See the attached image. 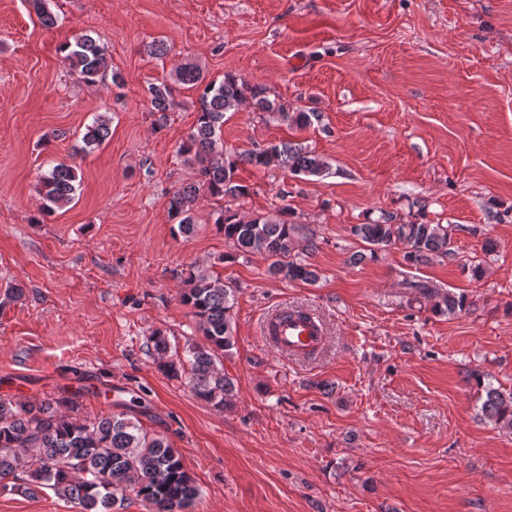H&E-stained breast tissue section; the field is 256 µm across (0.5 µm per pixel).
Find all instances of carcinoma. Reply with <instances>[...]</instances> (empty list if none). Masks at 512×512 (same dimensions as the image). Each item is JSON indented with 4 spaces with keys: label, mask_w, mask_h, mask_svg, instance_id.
<instances>
[{
    "label": "carcinoma",
    "mask_w": 512,
    "mask_h": 512,
    "mask_svg": "<svg viewBox=\"0 0 512 512\" xmlns=\"http://www.w3.org/2000/svg\"><path fill=\"white\" fill-rule=\"evenodd\" d=\"M35 13L46 29L57 26L58 18L46 7V0H31ZM70 70L87 83H95L108 68L104 49L89 33H80L59 46ZM172 79L199 89L196 124L179 147L181 154L197 167V180L175 189L168 201L169 217L177 224L176 233L185 237L195 231L193 211L203 198L223 202L215 223L231 244V258L258 254L267 261L269 277L313 285L319 279L317 268L297 253L316 249L314 232L304 224L288 221V207L279 216H246L230 207L250 193L249 186L236 178L238 167L275 166L294 176H319L328 169L327 161L297 144L283 141L244 153L224 149V114L249 101L262 112H281L283 119L307 125L311 115H289L281 104L271 101L265 89L251 86L232 74L220 82L206 79L195 65L175 68ZM151 111L156 125L164 127L171 110V87L161 82L148 87ZM111 136L109 120L98 115L83 136L81 150L102 145ZM80 185L78 169L58 162L40 178V195L45 211L69 204ZM352 233L364 246L349 256L353 264L375 259L391 248H400L407 266L417 267L436 258L454 254L449 226L426 222L400 223L391 214L369 224H356ZM238 288L223 278L192 272L179 292L182 304L195 318L202 341L188 343L186 359L169 355L167 336L155 331L147 344L159 357V368L174 377L187 375L193 395L215 409H222L234 395L235 383L224 373L223 359L235 346L232 312ZM474 306L466 293L435 295L431 310L452 316ZM485 393L482 415L499 428L512 431V393L484 384L472 374ZM80 403L69 396L30 400L0 398V491L22 490L30 495L50 490L78 508V512H118L133 495L150 512H190L200 490L184 468L180 454L163 436L150 435L139 421L125 412L108 413L94 420L78 415Z\"/></svg>",
    "instance_id": "1"
}]
</instances>
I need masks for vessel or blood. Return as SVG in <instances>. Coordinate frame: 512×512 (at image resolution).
I'll return each mask as SVG.
<instances>
[{
  "label": "vessel or blood",
  "mask_w": 512,
  "mask_h": 512,
  "mask_svg": "<svg viewBox=\"0 0 512 512\" xmlns=\"http://www.w3.org/2000/svg\"><path fill=\"white\" fill-rule=\"evenodd\" d=\"M261 333L271 349L298 359L318 354L327 336L326 327L316 314L282 310L263 320Z\"/></svg>",
  "instance_id": "vessel-or-blood-1"
}]
</instances>
